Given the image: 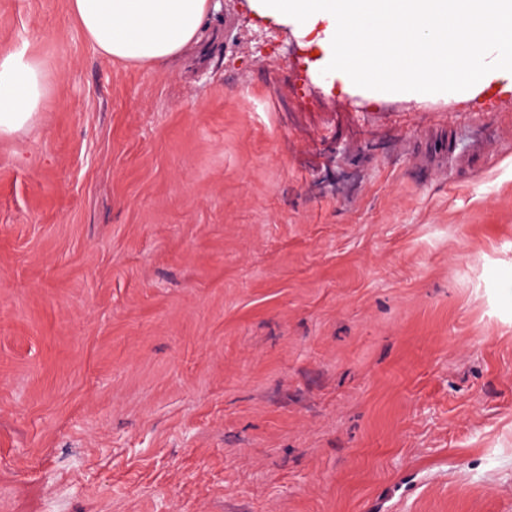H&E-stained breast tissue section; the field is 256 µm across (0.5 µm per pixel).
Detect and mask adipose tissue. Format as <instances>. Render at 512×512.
<instances>
[{"instance_id":"ef3b65f1","label":"adipose tissue","mask_w":512,"mask_h":512,"mask_svg":"<svg viewBox=\"0 0 512 512\" xmlns=\"http://www.w3.org/2000/svg\"><path fill=\"white\" fill-rule=\"evenodd\" d=\"M103 55L161 64L200 41L220 0H71ZM260 17L295 22L343 89L372 85L420 100L472 97L512 81V0H250ZM48 91L37 57L0 53V137L32 126Z\"/></svg>"}]
</instances>
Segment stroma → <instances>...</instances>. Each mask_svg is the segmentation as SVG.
<instances>
[{
  "label": "stroma",
  "instance_id": "1",
  "mask_svg": "<svg viewBox=\"0 0 512 512\" xmlns=\"http://www.w3.org/2000/svg\"><path fill=\"white\" fill-rule=\"evenodd\" d=\"M222 0L173 66L0 0V512H512V88L374 100ZM48 91L45 64L22 52L0 53V137L18 135L32 126Z\"/></svg>",
  "mask_w": 512,
  "mask_h": 512
}]
</instances>
